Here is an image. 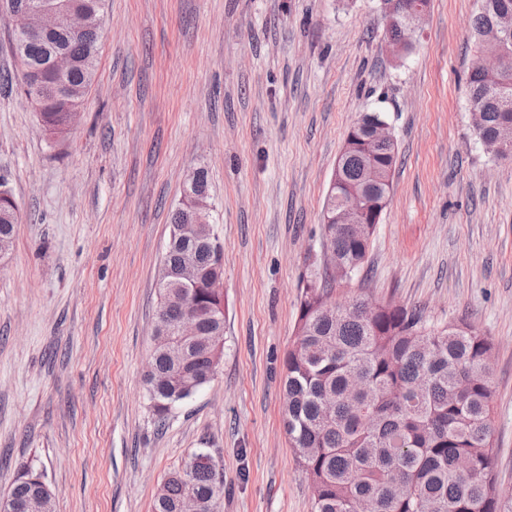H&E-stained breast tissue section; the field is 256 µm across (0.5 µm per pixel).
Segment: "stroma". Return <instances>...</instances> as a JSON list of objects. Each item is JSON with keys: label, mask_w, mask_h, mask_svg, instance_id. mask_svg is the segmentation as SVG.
<instances>
[{"label": "stroma", "mask_w": 512, "mask_h": 512, "mask_svg": "<svg viewBox=\"0 0 512 512\" xmlns=\"http://www.w3.org/2000/svg\"><path fill=\"white\" fill-rule=\"evenodd\" d=\"M477 0H430L402 57L377 0H102L92 83L63 141L42 130L0 21V179L20 214L0 260V500L41 473L55 512H152L207 449L219 512H312L281 420L300 279L346 135L398 144L366 289L495 345L494 476L512 491V161L475 138ZM209 173L224 242V357L154 422L143 373L182 184Z\"/></svg>", "instance_id": "1"}]
</instances>
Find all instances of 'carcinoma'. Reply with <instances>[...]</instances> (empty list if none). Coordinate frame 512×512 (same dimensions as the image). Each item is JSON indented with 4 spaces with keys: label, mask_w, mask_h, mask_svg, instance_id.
Instances as JSON below:
<instances>
[{
    "label": "carcinoma",
    "mask_w": 512,
    "mask_h": 512,
    "mask_svg": "<svg viewBox=\"0 0 512 512\" xmlns=\"http://www.w3.org/2000/svg\"><path fill=\"white\" fill-rule=\"evenodd\" d=\"M417 0H381L389 38L403 32L407 8ZM473 30L481 51L500 54L507 67L496 74L473 70L468 102L475 136L487 145L512 123V0H480ZM100 27L73 36L62 30L53 45L74 58L65 77L73 89L88 88L95 67ZM14 54L41 69L48 89L35 108L55 136L68 133V114L82 96L56 91L60 80L41 44L13 43ZM387 121L384 113L362 114L351 126L336 162L335 187L323 214L332 216L351 191L368 201L390 195L384 179L394 173L398 146L373 147L368 129ZM18 210L0 202V241L13 244ZM376 230L348 224L323 225L322 265L301 280L299 316L284 359L282 410L286 432L299 453L312 492L314 512H512V491L498 489L494 475V394L489 377L494 344L466 324L432 325L388 301L376 313L362 310L367 294L333 305V285L363 267ZM194 253L203 276L224 275V258L197 240L176 235L167 242L159 275V309L178 298L198 311L201 335L173 360L166 351L176 336L179 311L164 313L162 342L150 348L153 373L143 375L157 422L171 408L209 382L207 375L221 328L224 297L174 281L183 257ZM190 469L191 479L183 473ZM210 452L195 453L165 480L153 512H179L193 492L202 512H216L224 493ZM30 471L18 477L10 497L22 501L43 494Z\"/></svg>",
    "instance_id": "cac0c4a2"
}]
</instances>
